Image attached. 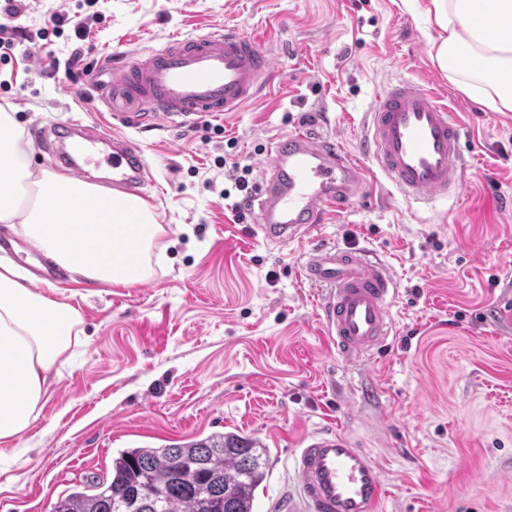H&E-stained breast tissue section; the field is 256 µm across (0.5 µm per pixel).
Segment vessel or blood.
<instances>
[{"instance_id": "obj_1", "label": "vessel or blood", "mask_w": 512, "mask_h": 512, "mask_svg": "<svg viewBox=\"0 0 512 512\" xmlns=\"http://www.w3.org/2000/svg\"><path fill=\"white\" fill-rule=\"evenodd\" d=\"M271 66L262 40L227 30L171 38L134 64L114 53L106 72L91 81L123 123L187 124L246 107ZM34 135L47 145L71 140L84 148L99 143L111 148L112 177L103 186L113 201L140 195L148 181L145 153L126 136L80 119L35 128ZM462 136V124L419 81L389 82L373 98L358 154L311 128L272 141L255 197V235L275 246L300 241L328 214L348 209L373 169L411 202L436 204L460 194ZM303 272L327 289L319 315L324 338L339 356L348 362L366 359L387 342L396 286L381 261L319 246L308 253ZM292 461L298 490L282 512H384V473L372 453L345 432L326 429L305 436Z\"/></svg>"}]
</instances>
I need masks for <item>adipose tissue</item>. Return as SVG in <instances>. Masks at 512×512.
Masks as SVG:
<instances>
[{
	"instance_id": "adipose-tissue-1",
	"label": "adipose tissue",
	"mask_w": 512,
	"mask_h": 512,
	"mask_svg": "<svg viewBox=\"0 0 512 512\" xmlns=\"http://www.w3.org/2000/svg\"><path fill=\"white\" fill-rule=\"evenodd\" d=\"M436 32L432 63L468 99L512 112V0H424ZM84 226H76L79 213ZM0 223L20 224L27 240L83 280L132 285L151 274L166 249L150 204H113L94 185L33 172L23 130L0 113ZM81 318L71 304L29 288L17 265L0 258V445L37 421L49 372L69 351Z\"/></svg>"
}]
</instances>
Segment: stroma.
Returning <instances> with one entry per match:
<instances>
[{
    "label": "stroma",
    "instance_id": "35a3bbf8",
    "mask_svg": "<svg viewBox=\"0 0 512 512\" xmlns=\"http://www.w3.org/2000/svg\"><path fill=\"white\" fill-rule=\"evenodd\" d=\"M55 13L71 19L57 35ZM5 23L14 48L0 60V109L26 131L76 113L111 125L106 101L84 114L77 101L87 71L113 53L134 62L172 36L225 29L276 42L273 70L241 111L125 128L148 157L143 196L167 249L135 285L53 282L82 315L79 340L51 373L34 427L0 447V512H51L67 489L109 476L120 450L214 432L269 449L253 512H278L297 486L291 448L336 427L378 457L385 512H512V115L439 72L421 14L401 0H23ZM75 53L79 64L62 72ZM399 75L464 127L460 198L411 204L374 173L302 242L275 248L252 235L254 215L237 222L225 202L242 195L223 160L251 164L261 180L270 141L314 113L356 150L377 89ZM321 245L363 250L397 283L389 343L357 364L325 346V290L301 272Z\"/></svg>",
    "mask_w": 512,
    "mask_h": 512
}]
</instances>
